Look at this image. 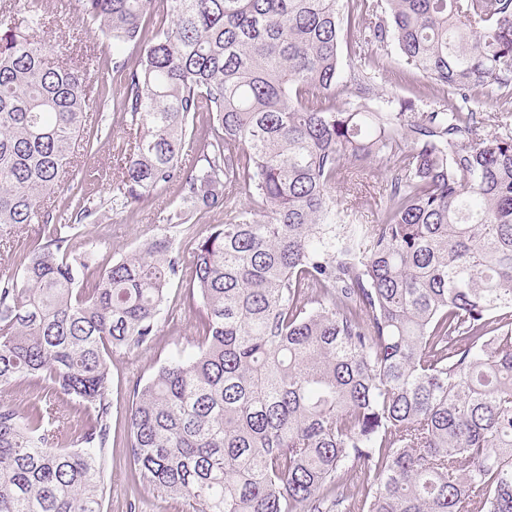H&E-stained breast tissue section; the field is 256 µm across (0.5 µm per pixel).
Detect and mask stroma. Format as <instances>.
Listing matches in <instances>:
<instances>
[{
  "label": "stroma",
  "instance_id": "1",
  "mask_svg": "<svg viewBox=\"0 0 512 512\" xmlns=\"http://www.w3.org/2000/svg\"><path fill=\"white\" fill-rule=\"evenodd\" d=\"M56 0H43L54 21L46 38L56 61L87 59L88 72L94 90L105 91L108 98L119 97L122 85L112 71V49L108 42L82 22L78 0H71L67 14L55 12ZM369 54L379 57L384 67L376 72L373 92L381 101L408 97L416 90L418 77L412 76L401 62L395 44L372 46ZM107 130L93 150L78 156V177L96 207L92 223L82 225V237L97 241L106 262H114L146 239L153 237L164 225V219L179 201L178 183H170L154 191L143 202L125 208L112 203L118 172L123 165L119 147L123 141L124 124L117 114L104 115ZM387 172L386 165L368 170L357 187L336 184L333 193L337 202L349 196L359 199L358 217L362 223H378L384 200L378 183ZM184 284H173L167 306L171 315L162 321L159 332L150 345L117 350L112 355V438L102 460L105 486L103 512H185L184 507L164 497L142 482L127 460L125 438L127 409L137 380L148 378L167 354L176 349H192L198 340L195 315L187 306Z\"/></svg>",
  "mask_w": 512,
  "mask_h": 512
}]
</instances>
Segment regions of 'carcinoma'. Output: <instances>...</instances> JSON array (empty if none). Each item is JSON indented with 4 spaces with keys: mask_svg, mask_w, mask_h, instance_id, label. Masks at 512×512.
<instances>
[{
    "mask_svg": "<svg viewBox=\"0 0 512 512\" xmlns=\"http://www.w3.org/2000/svg\"><path fill=\"white\" fill-rule=\"evenodd\" d=\"M80 3L130 118L114 203L177 178L181 202L111 264L78 240L94 209L73 156L108 100L48 60L42 6L10 0L0 242L21 272L0 276V389L37 394L0 404V512H103L112 353L156 335L186 264L199 340L128 408L153 489L192 512H512V0ZM390 40L437 107L343 99L342 45ZM487 100L504 132L484 137ZM381 158L386 206L361 224L332 189ZM60 190L64 224L41 211Z\"/></svg>",
    "mask_w": 512,
    "mask_h": 512,
    "instance_id": "1",
    "label": "carcinoma"
}]
</instances>
